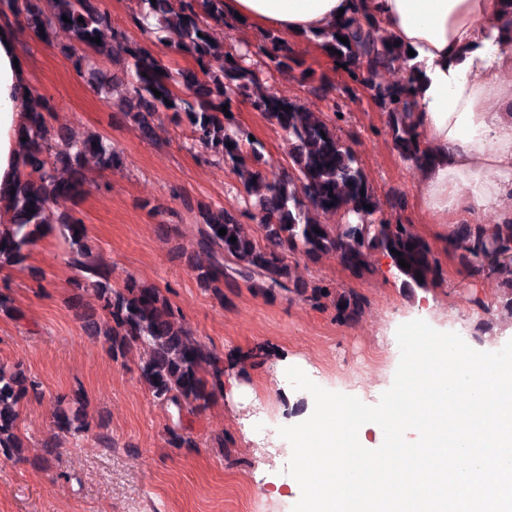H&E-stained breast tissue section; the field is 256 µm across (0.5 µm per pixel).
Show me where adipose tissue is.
Instances as JSON below:
<instances>
[{"instance_id":"1","label":"adipose tissue","mask_w":512,"mask_h":512,"mask_svg":"<svg viewBox=\"0 0 512 512\" xmlns=\"http://www.w3.org/2000/svg\"><path fill=\"white\" fill-rule=\"evenodd\" d=\"M374 12L411 49L419 81L412 122L427 160L425 208L457 224L512 223V5L507 0H224V13L284 35H313L356 9ZM19 31L0 23V187L19 172L32 108L16 70Z\"/></svg>"}]
</instances>
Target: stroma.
I'll list each match as a JSON object with an SVG mask.
<instances>
[{
	"label": "stroma",
	"mask_w": 512,
	"mask_h": 512,
	"mask_svg": "<svg viewBox=\"0 0 512 512\" xmlns=\"http://www.w3.org/2000/svg\"><path fill=\"white\" fill-rule=\"evenodd\" d=\"M296 58L274 72L266 95L322 113L337 136L356 151L379 205V216L411 225L431 245L441 278L410 289L388 257L373 254L356 279L335 257L300 260L298 274L326 296L277 292L265 296L243 281L223 297L199 287L193 264H206L197 246L198 208L221 206L240 223L256 225L232 164L206 162L186 149V120L161 111L153 140L142 137L126 114L124 81L104 103L55 45L25 33L20 49L31 88L55 105L72 134L96 132L124 158L117 171L87 163L86 194L72 209L87 226L96 253L110 270L112 287L133 277L160 288L178 306L197 338L224 357V390L206 410L189 417L197 441L173 448L167 429L176 418L157 404L139 380L138 351L114 354L102 337L83 327L81 313L96 311L95 292L79 285L58 230L45 231L24 262L0 271L19 317L0 314V364L22 365L43 395L25 400L19 431L23 459L0 456V512H292L300 487L285 468L291 454L277 429L313 411L312 397L292 388L288 367L301 368L324 389L374 405L390 388L400 359L396 330L429 316L443 319L473 349L492 352L512 339V315L499 305L500 283L470 275L448 245V227L421 204L414 165L394 147L388 115L369 90L337 67L318 41L287 39ZM251 92L235 98V120L262 146L267 175L288 166L283 131L251 106ZM167 224L160 233L158 224ZM354 291L361 314H339L338 294ZM83 394L90 424L85 437L54 434L58 399ZM266 467L270 481L254 473Z\"/></svg>",
	"instance_id": "1"
}]
</instances>
